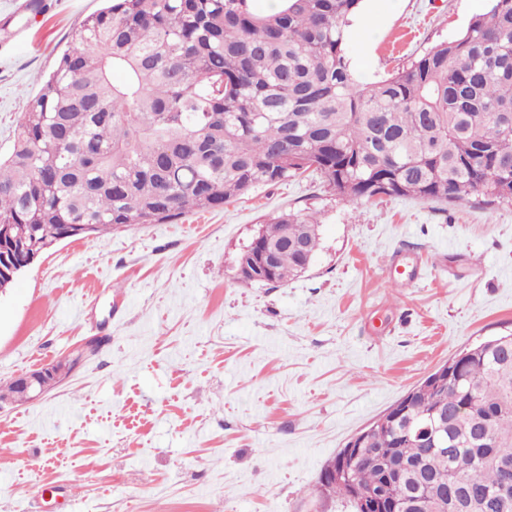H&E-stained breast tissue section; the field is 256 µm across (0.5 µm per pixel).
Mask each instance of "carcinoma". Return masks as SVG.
I'll return each instance as SVG.
<instances>
[{
	"label": "carcinoma",
	"mask_w": 512,
	"mask_h": 512,
	"mask_svg": "<svg viewBox=\"0 0 512 512\" xmlns=\"http://www.w3.org/2000/svg\"><path fill=\"white\" fill-rule=\"evenodd\" d=\"M280 2L106 0L74 28L0 158V225L21 230L18 258L79 224H168L308 171L352 203L512 201V0L371 84L345 50L363 0ZM319 240L314 217L280 212L240 257L270 245L272 272L241 278L284 284ZM448 369L373 438L351 483L401 512H430V492L448 512H512L497 495L512 470V335Z\"/></svg>",
	"instance_id": "carcinoma-1"
}]
</instances>
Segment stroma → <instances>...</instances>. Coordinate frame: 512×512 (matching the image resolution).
<instances>
[{
  "mask_svg": "<svg viewBox=\"0 0 512 512\" xmlns=\"http://www.w3.org/2000/svg\"><path fill=\"white\" fill-rule=\"evenodd\" d=\"M0 0V155L102 0ZM490 0H363L352 71L374 83ZM315 214L309 269L273 287L238 262L267 216ZM419 272L393 287L391 267ZM512 331V201L339 199L261 185L170 224L57 244L0 294V390L108 341L41 399L0 404V512H352L328 461L464 348Z\"/></svg>",
  "mask_w": 512,
  "mask_h": 512,
  "instance_id": "stroma-1",
  "label": "stroma"
}]
</instances>
